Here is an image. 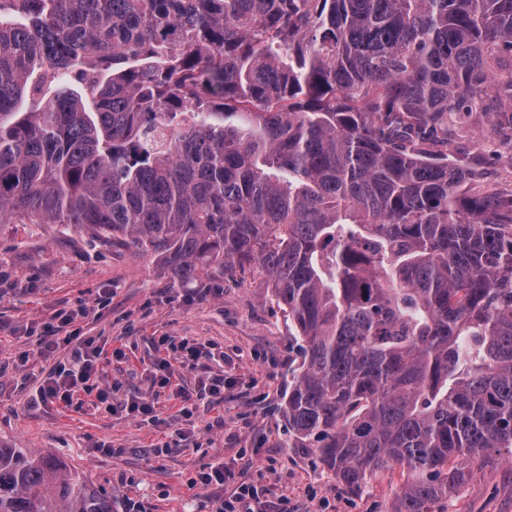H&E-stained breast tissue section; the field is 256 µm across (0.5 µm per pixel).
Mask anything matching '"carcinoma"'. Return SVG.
Instances as JSON below:
<instances>
[{
  "mask_svg": "<svg viewBox=\"0 0 512 512\" xmlns=\"http://www.w3.org/2000/svg\"><path fill=\"white\" fill-rule=\"evenodd\" d=\"M475 112L512 156V0H0V224L180 282L259 266L294 440L352 491L401 467L394 512L512 457V191L464 154ZM0 512L112 506L0 447Z\"/></svg>",
  "mask_w": 512,
  "mask_h": 512,
  "instance_id": "1",
  "label": "carcinoma"
}]
</instances>
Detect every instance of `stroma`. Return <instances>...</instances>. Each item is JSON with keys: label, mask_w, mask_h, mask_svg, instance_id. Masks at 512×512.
Masks as SVG:
<instances>
[{"label": "stroma", "mask_w": 512, "mask_h": 512, "mask_svg": "<svg viewBox=\"0 0 512 512\" xmlns=\"http://www.w3.org/2000/svg\"><path fill=\"white\" fill-rule=\"evenodd\" d=\"M470 155L486 185L512 189V173L492 164L487 123L472 124ZM84 308L75 325L102 347L96 384L113 387V412L96 409V394L76 388L72 405L41 403L36 392L69 346L46 352L37 343L61 308ZM202 354L176 368L158 390L154 366L182 340ZM27 354L26 368L15 366ZM301 363L288 319L251 266L206 283L173 280L151 256L105 248L76 227L0 224V443L63 462L112 502V512H215L233 484L194 483L217 463L237 480L267 490L290 512H394L407 476L398 467L368 475L349 491L312 448H297L283 412ZM229 381L223 398L198 395L200 383ZM196 392L192 418H182L173 389ZM159 393L160 425L124 410L128 398ZM183 432L181 451L155 450ZM120 449L112 457V449ZM458 492L440 512H512V460L465 468Z\"/></svg>", "instance_id": "35a3bbf8"}]
</instances>
